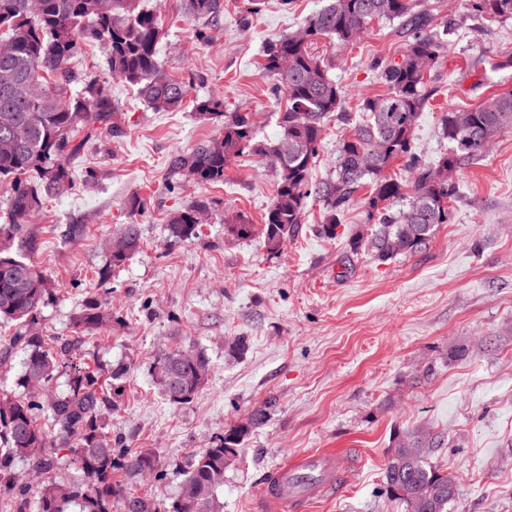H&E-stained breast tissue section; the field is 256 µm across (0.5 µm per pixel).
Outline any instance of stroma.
<instances>
[{
	"instance_id": "obj_1",
	"label": "stroma",
	"mask_w": 512,
	"mask_h": 512,
	"mask_svg": "<svg viewBox=\"0 0 512 512\" xmlns=\"http://www.w3.org/2000/svg\"><path fill=\"white\" fill-rule=\"evenodd\" d=\"M324 4L265 0L251 14L247 0H224V17L203 44L184 0H157L160 56L189 81L190 99L222 96L225 111L253 113L260 138L272 142L281 101L261 69L263 50ZM421 10L448 28V52L413 139L414 152L430 161L447 146L442 112L512 89V22L471 15L464 0H421ZM406 41L399 22L383 21L353 45H314L344 107L327 121L312 184L333 175L361 99L386 92L372 61L399 57ZM111 86L119 131L93 139L73 164L74 189L46 199L28 226L40 242L33 260L54 287L38 330L71 335L89 293L111 311V331L79 353L128 366L106 420L128 445L158 452L167 476L153 494L170 497L194 453L262 407L266 423L245 436L241 460L217 492L222 512H263L268 472L291 455L327 448L343 452L341 491L297 512H404L384 494L383 476L397 436L417 430L442 437L431 460L459 478L448 512H512V129L481 159L462 162L451 223L415 253L384 264L351 254L349 239L365 229L362 205H350L331 239L318 233L324 205L312 197L293 240L272 255L261 234L240 239L225 226L239 214L263 223L275 170L243 155L219 183L173 174L172 157L219 137L220 121L190 107L155 112L125 82ZM198 199L211 203L199 239L169 246L168 215ZM69 224L81 225L83 236L65 239ZM126 224L140 225L141 250L108 269L109 244ZM240 337L246 349L238 353ZM176 344L204 351L210 370L193 401L174 408L149 369Z\"/></svg>"
}]
</instances>
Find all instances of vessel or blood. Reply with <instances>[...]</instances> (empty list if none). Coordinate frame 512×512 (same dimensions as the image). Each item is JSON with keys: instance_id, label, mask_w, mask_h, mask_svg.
Segmentation results:
<instances>
[{"instance_id": "b4317fda", "label": "vessel or blood", "mask_w": 512, "mask_h": 512, "mask_svg": "<svg viewBox=\"0 0 512 512\" xmlns=\"http://www.w3.org/2000/svg\"><path fill=\"white\" fill-rule=\"evenodd\" d=\"M338 456L333 451L299 454L278 465L264 488L267 512H286L302 500L335 494Z\"/></svg>"}]
</instances>
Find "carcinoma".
Returning <instances> with one entry per match:
<instances>
[{
  "mask_svg": "<svg viewBox=\"0 0 512 512\" xmlns=\"http://www.w3.org/2000/svg\"><path fill=\"white\" fill-rule=\"evenodd\" d=\"M185 12L195 21L217 23L224 16V0H184ZM420 0H327L295 32L270 46L263 70L272 92L286 99L276 113L280 136L274 142L258 139L249 114L224 111V100L195 103L203 119L222 122L221 137L173 157L170 169L202 183L224 181V171L236 157L248 153L278 159L275 195L256 227L238 217L229 230L246 239L261 232L271 254L283 250L302 224L311 195L310 171L318 157L324 121L340 111L341 88L329 74L324 59L313 51L323 39L343 45L356 43L376 22L398 20L408 40L399 60L373 63L387 93L362 100V123L345 136L337 150L335 174L318 188L325 216L320 233L336 236L340 216L355 193L370 184L362 199L367 233L350 239V250L383 264L416 252L438 226L453 218L451 202L457 194L452 173L460 160H477L500 131L512 128V91L495 94L471 109L442 113L440 128L448 149L432 165L412 154L413 133L430 95L428 82L444 58L443 29L430 27L428 16L417 10ZM469 12L492 22L512 21V0H465ZM159 15L141 6V0H111L101 11V0H40L31 10L27 0H0V41H10L0 53V183L8 186V213L0 224V321L18 330L0 353L27 351L18 396L0 393V506L6 512H220L216 492L224 474L235 466L243 437L264 423L258 409L244 424L219 436L198 452L183 473L177 495L169 502L133 492L132 484L163 479L160 456L153 449H133L112 437L103 408L121 395L125 370L106 381L100 368L75 354L85 334L112 330V312L92 294L85 297L73 320L74 335L43 337L31 334L52 292L44 271L31 259L39 243L27 230L44 201L74 187L71 161L103 130L115 128L118 108L112 101L109 78L136 90L154 112H178L187 104L189 83L169 75L158 56ZM108 50V75L71 66L90 46ZM399 159L411 161L413 181L393 177L390 168ZM406 202L394 217L389 205ZM209 209L205 200L169 214L166 238L173 245L197 238L196 215ZM123 251L110 254L101 272L108 281L140 251L139 225L126 224L118 234ZM210 360L202 351L171 347L150 366L153 383L172 407L190 403L204 384L196 372L208 374ZM65 377L67 388L52 384ZM440 441L427 433L405 434L391 449L384 471L386 496L410 512L409 499L424 500L423 512H448L456 491V476L431 463ZM28 467L32 486L17 470ZM76 464L83 472L79 483H63L58 473Z\"/></svg>",
  "mask_w": 512,
  "mask_h": 512,
  "instance_id": "1",
  "label": "carcinoma"
}]
</instances>
